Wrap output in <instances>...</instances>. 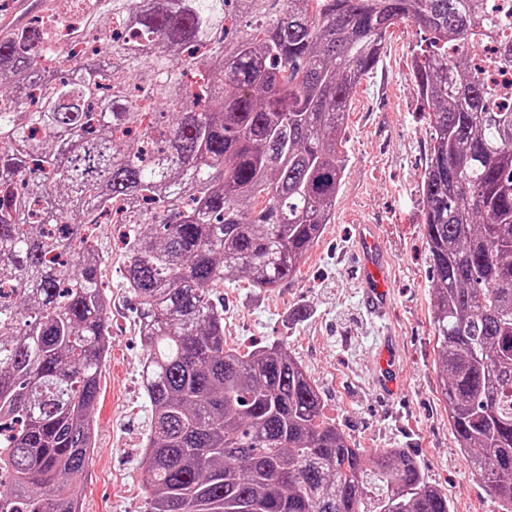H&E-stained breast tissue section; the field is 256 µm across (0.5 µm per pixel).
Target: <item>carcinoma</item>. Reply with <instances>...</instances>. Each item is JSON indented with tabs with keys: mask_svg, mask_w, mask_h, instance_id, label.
I'll use <instances>...</instances> for the list:
<instances>
[{
	"mask_svg": "<svg viewBox=\"0 0 512 512\" xmlns=\"http://www.w3.org/2000/svg\"><path fill=\"white\" fill-rule=\"evenodd\" d=\"M70 2L105 50L46 67L49 7L0 38V512H82L112 336L102 224L123 228L145 352L148 512H450L414 456L328 421L285 343L228 347L213 294L296 274L340 192L351 94L405 22L425 33L441 395L512 512V109L478 66L494 41L512 67V19L487 0Z\"/></svg>",
	"mask_w": 512,
	"mask_h": 512,
	"instance_id": "obj_1",
	"label": "carcinoma"
}]
</instances>
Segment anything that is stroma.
<instances>
[{
  "mask_svg": "<svg viewBox=\"0 0 512 512\" xmlns=\"http://www.w3.org/2000/svg\"><path fill=\"white\" fill-rule=\"evenodd\" d=\"M417 27L401 24L386 38L377 66L353 92L347 116V163L330 224L282 287L260 290L245 279L214 292L224 304V338L246 352L287 343L317 383L324 413L356 447L402 449L429 482L448 495L452 512H497L448 423L435 370L433 286L419 191L427 159V115L411 76ZM368 224L388 258L390 313L382 320L362 303L355 258L358 225ZM111 249L103 280L112 298V336L93 411L95 446L82 482L84 512H145L142 443L149 411L141 384L144 351L135 303L122 284L119 227H101ZM309 315L291 317L295 305ZM391 338L399 391L375 384L379 350Z\"/></svg>",
  "mask_w": 512,
  "mask_h": 512,
  "instance_id": "1",
  "label": "stroma"
}]
</instances>
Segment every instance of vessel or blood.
Listing matches in <instances>:
<instances>
[{
	"mask_svg": "<svg viewBox=\"0 0 512 512\" xmlns=\"http://www.w3.org/2000/svg\"><path fill=\"white\" fill-rule=\"evenodd\" d=\"M37 7V0H13L9 14L0 19V26L11 29L26 23ZM356 257L362 273L366 309L373 316H384L389 306L387 268L370 226H362L360 230Z\"/></svg>",
	"mask_w": 512,
	"mask_h": 512,
	"instance_id": "b4317fda",
	"label": "vessel or blood"
}]
</instances>
